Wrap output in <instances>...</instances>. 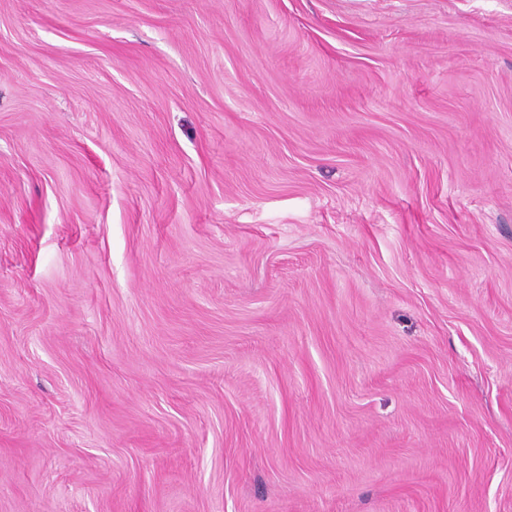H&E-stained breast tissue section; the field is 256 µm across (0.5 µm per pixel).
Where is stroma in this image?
Instances as JSON below:
<instances>
[{
    "label": "stroma",
    "mask_w": 512,
    "mask_h": 512,
    "mask_svg": "<svg viewBox=\"0 0 512 512\" xmlns=\"http://www.w3.org/2000/svg\"><path fill=\"white\" fill-rule=\"evenodd\" d=\"M0 512H512V0H0Z\"/></svg>",
    "instance_id": "stroma-1"
}]
</instances>
